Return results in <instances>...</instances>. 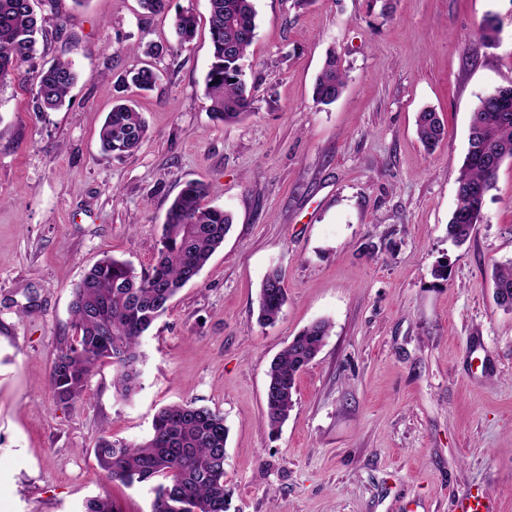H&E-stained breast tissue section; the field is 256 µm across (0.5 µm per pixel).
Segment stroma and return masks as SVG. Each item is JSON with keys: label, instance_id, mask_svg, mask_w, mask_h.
Instances as JSON below:
<instances>
[{"label": "stroma", "instance_id": "35a3bbf8", "mask_svg": "<svg viewBox=\"0 0 512 512\" xmlns=\"http://www.w3.org/2000/svg\"><path fill=\"white\" fill-rule=\"evenodd\" d=\"M249 114L214 121L209 0H40L46 37L25 84L0 87V512H82L105 494L150 512L153 483L107 479L103 432L140 441L154 413L182 401L228 428V512H457L476 488L512 512V311L494 300V265L512 260V162L461 245L448 236L456 177L480 96L512 83V0H254ZM198 19L179 44L175 14ZM495 14L501 30L480 43ZM166 47L147 57V44ZM342 95L316 103L328 51ZM80 78L64 106L36 112V75L56 59ZM152 63L147 92L124 84ZM148 126L131 156L102 151L116 97ZM432 108L447 135L420 142ZM233 218L224 245L180 290L140 347L124 399L110 363L82 398L57 402L53 356L71 338L73 289L111 255L149 270L185 182ZM447 264V279L434 275ZM281 269L288 303L272 326L256 293ZM331 331L297 380L279 433L262 421L267 370L305 326Z\"/></svg>", "mask_w": 512, "mask_h": 512}]
</instances>
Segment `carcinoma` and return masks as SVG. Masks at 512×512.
<instances>
[{
  "mask_svg": "<svg viewBox=\"0 0 512 512\" xmlns=\"http://www.w3.org/2000/svg\"><path fill=\"white\" fill-rule=\"evenodd\" d=\"M171 0H139L145 13L156 16L170 9ZM209 33L213 61L206 76L209 112L224 123L249 113L250 91L244 79V60L256 36L253 0H209ZM196 21L179 15V43L192 40ZM499 25L492 16L479 26L482 42L496 39ZM43 19L35 0H0V86L26 81L21 65L37 52ZM78 78L72 65L57 61L41 71L33 97V111L60 108ZM159 78L150 66L131 75L138 89H152ZM345 85V73L336 52L326 55L316 79V102L336 101ZM500 103L480 98L469 125L468 151L457 182V203L448 222L454 242H466L483 218L486 197L494 188L501 165L512 160V84L494 89ZM420 141L432 149L444 137L437 113L424 109L417 116ZM147 126L136 107L119 98L112 104L99 137L105 151L118 156L136 152ZM206 184H185L170 205L162 224L159 247L150 270L139 274L124 260L105 257L95 263L73 290L70 303L75 336L59 347L49 371L54 399L74 404L82 397L94 370L109 362L115 385L129 395L138 376V347L142 336L169 309L178 291L194 281L212 255L224 245L232 226L226 211L203 205ZM496 304L512 311V261L494 271ZM287 292L278 270L262 280L257 294L258 320L275 324L283 313ZM330 324L317 321L292 338L267 371L263 422L279 430L294 407L297 378L318 355ZM228 429L224 415L192 401L162 407L153 417L149 436L139 442L114 440L102 434L95 445L98 465L108 479L126 487L162 478L154 488L151 512H228L224 487V450Z\"/></svg>",
  "mask_w": 512,
  "mask_h": 512,
  "instance_id": "carcinoma-1",
  "label": "carcinoma"
}]
</instances>
